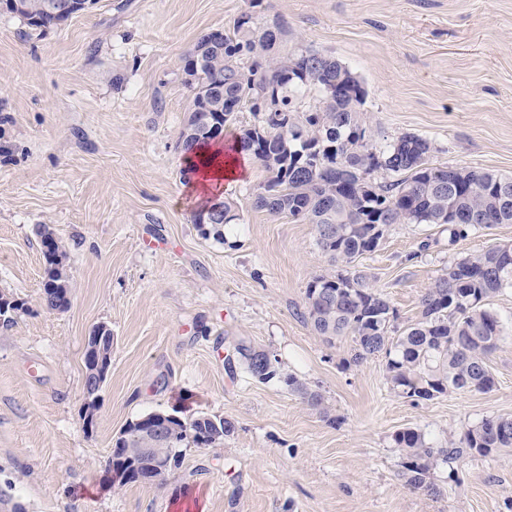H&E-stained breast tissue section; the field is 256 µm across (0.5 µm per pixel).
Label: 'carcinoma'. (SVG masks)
Wrapping results in <instances>:
<instances>
[{
    "label": "carcinoma",
    "instance_id": "1",
    "mask_svg": "<svg viewBox=\"0 0 512 512\" xmlns=\"http://www.w3.org/2000/svg\"><path fill=\"white\" fill-rule=\"evenodd\" d=\"M45 0H24L13 10L39 29L71 18L44 9ZM287 31L277 18L258 25L254 12L243 13L224 43L203 35L194 48L202 57L188 86L191 111L178 136L190 155L217 142L235 125L227 111L234 97L240 110L255 112V96L268 86L277 97L275 111L257 118L236 136L242 151L267 173L254 205L273 216L287 215L315 225L316 245L329 265L306 289L303 317L325 341L348 338L351 361L384 355L387 377L400 396L430 401L449 392L488 393L496 385L489 365L504 326L491 301L512 289V245L493 244L448 264L421 299L420 319L394 336L395 309L355 269V260L375 251L394 224H433L454 242L494 224H512V175L464 166H436L430 141L405 134L376 146L366 134L360 106L365 89L335 58L309 49H280ZM315 103H306L309 93ZM383 170L396 176L385 184L367 181ZM203 234L224 240V226L235 220L234 204L218 203ZM37 233L47 267L42 303L49 310L69 301L70 274L62 242L46 225ZM24 303L0 294V324L13 323ZM245 373L260 382L280 379L314 407L319 394L295 376H281L276 360L263 350L237 347ZM222 417L202 415L189 422L161 412L133 421L115 440L109 463L125 460L137 467L139 482L161 485L166 473L183 463L182 448L211 447L234 432ZM401 451L399 475L412 489L437 493L432 475L441 464L512 450V416L487 417L448 435L436 446L423 432L395 433Z\"/></svg>",
    "mask_w": 512,
    "mask_h": 512
}]
</instances>
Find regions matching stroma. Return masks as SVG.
Here are the masks:
<instances>
[{
  "instance_id": "1",
  "label": "stroma",
  "mask_w": 512,
  "mask_h": 512,
  "mask_svg": "<svg viewBox=\"0 0 512 512\" xmlns=\"http://www.w3.org/2000/svg\"><path fill=\"white\" fill-rule=\"evenodd\" d=\"M256 11L281 19L288 46L335 57L361 81L372 141L429 139L437 165L512 174V0H96L46 29L0 12V291L24 301L0 327V512H512V452L439 466L430 496L399 475L394 434L436 445L490 416H512V291L492 306L504 339L496 386L430 401L397 395L384 357L351 363L303 317L327 263L313 225L257 209L255 162L222 200L238 218L225 241L202 235L177 148L193 93L181 63L198 39ZM68 252V306L40 303L38 225ZM512 224L449 242L431 224L392 225L355 267L399 314L449 263ZM112 332V365L84 414L85 338ZM266 351L318 393L229 368L238 345ZM39 363L37 374L29 366ZM161 411L235 425L184 448L162 486L113 483L112 446L127 423Z\"/></svg>"
}]
</instances>
